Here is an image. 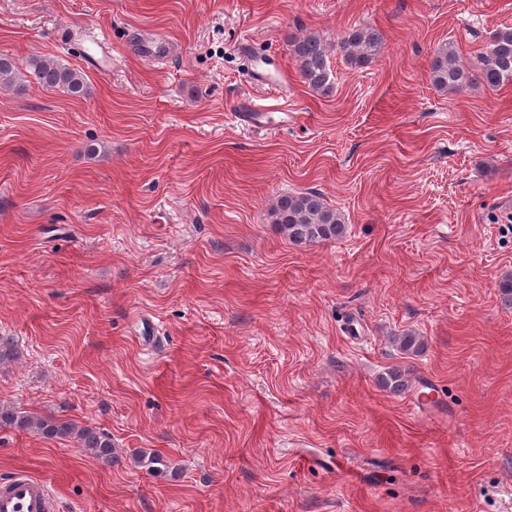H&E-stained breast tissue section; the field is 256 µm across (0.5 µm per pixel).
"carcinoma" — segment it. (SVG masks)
Listing matches in <instances>:
<instances>
[{"instance_id": "carcinoma-1", "label": "carcinoma", "mask_w": 512, "mask_h": 512, "mask_svg": "<svg viewBox=\"0 0 512 512\" xmlns=\"http://www.w3.org/2000/svg\"><path fill=\"white\" fill-rule=\"evenodd\" d=\"M382 42L379 30L357 27L346 32L341 47L349 64L361 68L376 58ZM288 46L304 82L317 92L329 90L333 75L328 68V48L322 38L310 32L290 38ZM430 77L433 86L440 91L457 90L474 81L491 90L512 84V28L503 27L492 32L481 52L478 74H471L461 64L455 48L444 44L434 53ZM24 78L34 80L48 90L61 88L72 96L81 95L85 86L81 72L54 59H34L23 65L9 55L0 54V86L10 88ZM272 216L274 223L294 244L330 242L346 234L342 214L330 207L316 191L278 196ZM394 342L405 354H417L424 347L421 337L411 332L395 337ZM380 382L395 394L409 388L408 377L399 367L385 372ZM4 427L33 433L47 440L70 438L102 463L110 466L118 462L110 436L70 419L29 414L0 405V428ZM135 461L152 474L168 475L172 472L170 461L159 452L137 456Z\"/></svg>"}]
</instances>
